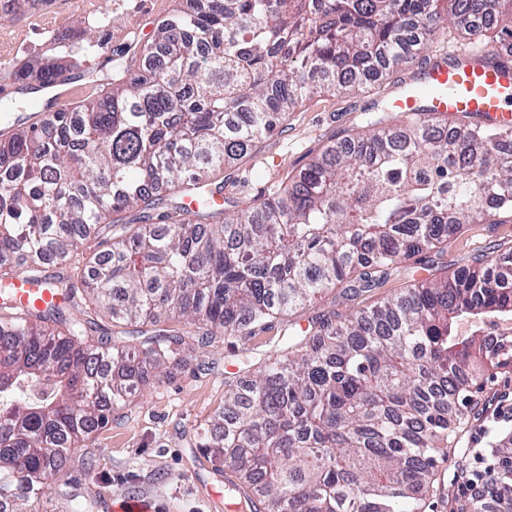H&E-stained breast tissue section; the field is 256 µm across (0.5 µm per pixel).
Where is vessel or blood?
I'll return each mask as SVG.
<instances>
[{
    "label": "vessel or blood",
    "mask_w": 512,
    "mask_h": 512,
    "mask_svg": "<svg viewBox=\"0 0 512 512\" xmlns=\"http://www.w3.org/2000/svg\"><path fill=\"white\" fill-rule=\"evenodd\" d=\"M421 81L440 90L429 103L432 111L465 112L492 118L500 125L512 123V57L507 53L486 49L476 63L435 64L424 71ZM13 285L11 298L20 305L43 308L61 301L26 273H19Z\"/></svg>",
    "instance_id": "1"
}]
</instances>
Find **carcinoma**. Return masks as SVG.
<instances>
[{
  "mask_svg": "<svg viewBox=\"0 0 512 512\" xmlns=\"http://www.w3.org/2000/svg\"><path fill=\"white\" fill-rule=\"evenodd\" d=\"M478 14L512 39V0H207L171 15L151 48L111 56L84 103L8 125L0 258L21 267L0 261V289L23 271L63 303L0 300V512H41L47 482L137 389L136 359L185 366L191 333L201 346L250 335L339 285L352 298L443 254L466 224L512 223V130L431 112L389 124L376 103L257 206L225 210L224 183L208 179L311 96L425 63L448 17ZM104 47L50 35L8 77L36 93ZM499 265L480 254L371 308L286 324L198 427L224 494L250 512H423L434 487L455 512L439 463L482 400L509 396L488 384L512 372V335L488 346L478 326L512 320ZM166 318L188 330L160 328ZM103 319L156 330L90 337ZM463 320L475 328L459 333ZM482 453L512 457V432L486 435ZM495 479L512 512V467Z\"/></svg>",
  "mask_w": 512,
  "mask_h": 512,
  "instance_id": "carcinoma-1",
  "label": "carcinoma"
}]
</instances>
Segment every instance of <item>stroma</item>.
Masks as SVG:
<instances>
[{"mask_svg":"<svg viewBox=\"0 0 512 512\" xmlns=\"http://www.w3.org/2000/svg\"><path fill=\"white\" fill-rule=\"evenodd\" d=\"M56 15L38 19L32 12L8 13L0 20V35L12 39L8 60L0 71L42 52L48 32H69L93 9H109L116 19L110 49L139 50L151 42L156 27L189 0H56ZM419 70L412 64L348 93L321 92L289 113L276 134L255 153L225 168L224 198L229 202H263L276 185L298 174L323 147L358 129L361 110L377 100H392L403 83ZM512 247L511 224H468L452 239L444 255L417 256L391 270L379 287L355 300L340 290L322 295L292 317L307 327L319 313L348 307L373 306L422 280L454 271L472 257ZM283 334L282 322L252 336L219 337L210 346L195 348L188 366L169 367L166 374L149 369L131 403L115 412L111 422L93 432L76 450L63 471L78 501L88 512H112L116 500L145 497L156 512H244L224 495V479L197 446V429L224 404L225 384L235 382L249 365L264 358ZM77 501V502H78Z\"/></svg>","mask_w":512,"mask_h":512,"instance_id":"stroma-1","label":"stroma"}]
</instances>
